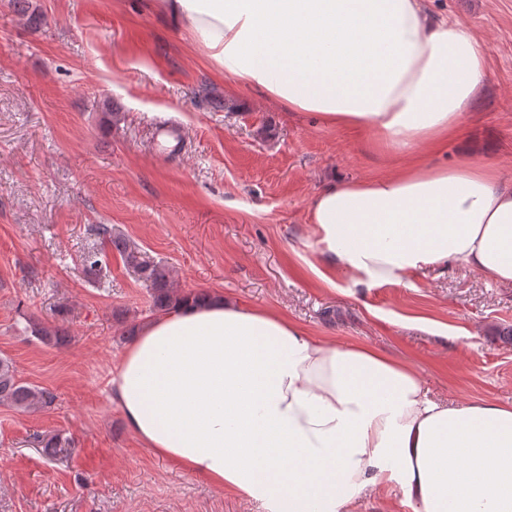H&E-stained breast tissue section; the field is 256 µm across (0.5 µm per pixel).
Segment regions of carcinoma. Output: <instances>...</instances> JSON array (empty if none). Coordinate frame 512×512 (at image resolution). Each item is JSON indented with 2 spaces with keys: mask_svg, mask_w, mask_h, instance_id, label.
I'll list each match as a JSON object with an SVG mask.
<instances>
[{
  "mask_svg": "<svg viewBox=\"0 0 512 512\" xmlns=\"http://www.w3.org/2000/svg\"><path fill=\"white\" fill-rule=\"evenodd\" d=\"M94 232L109 241L126 265L150 287L154 311L165 313L189 297V294L174 289L170 270L135 243L112 235V229L105 224L96 225ZM82 262L86 271L95 275L106 266L105 255L94 250L86 252ZM30 332L46 344L63 345L69 342L68 335L59 328L34 324L30 326ZM54 399L55 395L50 390L18 379L11 361L0 358V403L29 411L47 407Z\"/></svg>",
  "mask_w": 512,
  "mask_h": 512,
  "instance_id": "carcinoma-1",
  "label": "carcinoma"
}]
</instances>
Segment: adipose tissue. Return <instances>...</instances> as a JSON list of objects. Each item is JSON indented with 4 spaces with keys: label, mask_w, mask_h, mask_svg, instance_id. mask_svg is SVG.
<instances>
[{
    "label": "adipose tissue",
    "mask_w": 512,
    "mask_h": 512,
    "mask_svg": "<svg viewBox=\"0 0 512 512\" xmlns=\"http://www.w3.org/2000/svg\"><path fill=\"white\" fill-rule=\"evenodd\" d=\"M213 70L392 158L453 134L488 41L422 0H153ZM310 220L329 266L408 284L457 263L512 284V180L462 162L331 184ZM110 392L156 456L257 512H348L382 486L411 512H512V407L433 398L413 370L212 294L142 326Z\"/></svg>",
    "instance_id": "ef3b65f1"
}]
</instances>
